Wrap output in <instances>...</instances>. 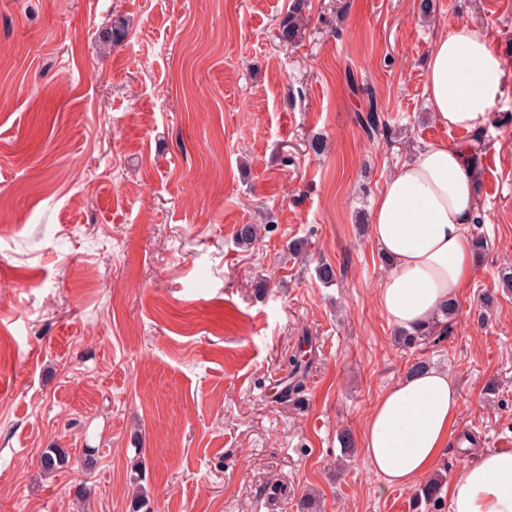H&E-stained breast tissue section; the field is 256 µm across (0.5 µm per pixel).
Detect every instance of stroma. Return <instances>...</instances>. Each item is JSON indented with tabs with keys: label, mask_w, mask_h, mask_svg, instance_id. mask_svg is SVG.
<instances>
[{
	"label": "stroma",
	"mask_w": 512,
	"mask_h": 512,
	"mask_svg": "<svg viewBox=\"0 0 512 512\" xmlns=\"http://www.w3.org/2000/svg\"><path fill=\"white\" fill-rule=\"evenodd\" d=\"M289 3L0 0V512H129L137 461L154 512H448L385 488L360 447L419 357L461 395L439 471L512 443V0H309L293 45ZM460 19L506 71L469 227L487 249L452 332L407 349L375 303L370 213L423 144L470 138L424 96ZM371 92L395 141L356 124ZM242 224L266 227L247 250ZM49 446L70 468L44 475ZM303 1L295 0L292 10L279 23V36L283 42L294 43L301 35ZM288 365L290 367V376L292 379L287 393L299 394L304 389L305 379L311 367V358L305 359L301 354H291L288 357Z\"/></svg>",
	"instance_id": "obj_1"
}]
</instances>
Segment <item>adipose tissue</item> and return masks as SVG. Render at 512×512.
<instances>
[{"mask_svg":"<svg viewBox=\"0 0 512 512\" xmlns=\"http://www.w3.org/2000/svg\"><path fill=\"white\" fill-rule=\"evenodd\" d=\"M502 57L485 27L459 20L435 41L424 94L437 122L483 130L504 95ZM478 170L470 144L432 141L398 165L377 195L372 240L388 262L377 291L387 321L420 331L456 301L477 263L468 226L478 215ZM459 388L427 368L390 386L371 408L361 442L385 487H410L431 474L448 446ZM449 512H512V452L488 450L450 479Z\"/></svg>","mask_w":512,"mask_h":512,"instance_id":"adipose-tissue-1","label":"adipose tissue"}]
</instances>
